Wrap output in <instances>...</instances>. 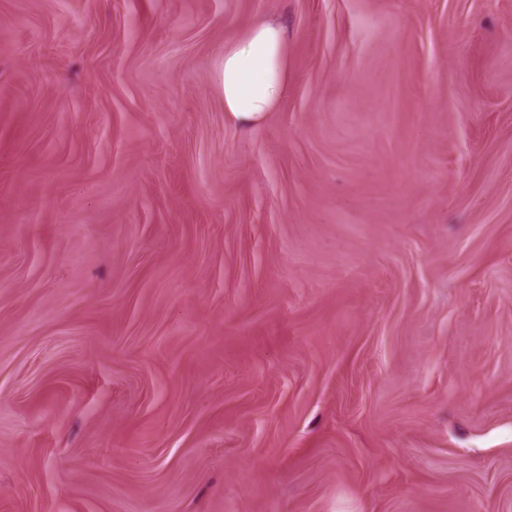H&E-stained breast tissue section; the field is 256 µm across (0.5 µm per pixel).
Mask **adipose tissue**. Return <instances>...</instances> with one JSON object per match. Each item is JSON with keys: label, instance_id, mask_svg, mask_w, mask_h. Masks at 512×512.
Wrapping results in <instances>:
<instances>
[{"label": "adipose tissue", "instance_id": "1", "mask_svg": "<svg viewBox=\"0 0 512 512\" xmlns=\"http://www.w3.org/2000/svg\"><path fill=\"white\" fill-rule=\"evenodd\" d=\"M224 117L239 127L261 123L288 91V29L276 19L251 24L224 46Z\"/></svg>", "mask_w": 512, "mask_h": 512}]
</instances>
